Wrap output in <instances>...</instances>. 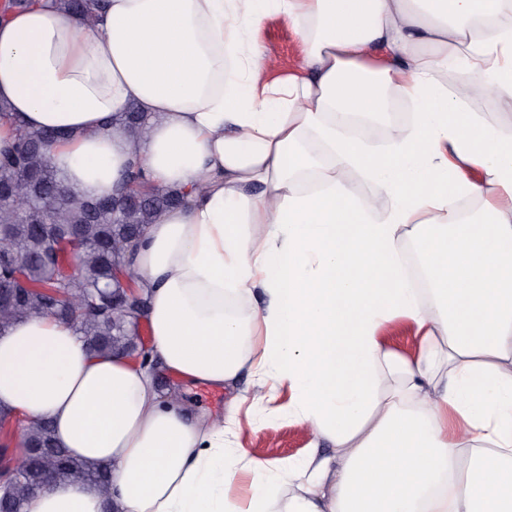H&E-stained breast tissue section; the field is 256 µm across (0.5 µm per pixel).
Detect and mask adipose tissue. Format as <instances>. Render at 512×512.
<instances>
[{
    "mask_svg": "<svg viewBox=\"0 0 512 512\" xmlns=\"http://www.w3.org/2000/svg\"><path fill=\"white\" fill-rule=\"evenodd\" d=\"M271 14L305 50L270 83L252 34ZM452 67L512 107V0H107L89 22L49 2L0 19V145L19 125L62 132L49 155L82 198L111 195L135 155L149 186L188 194L129 255L164 369L217 388L250 369L332 447L245 457L225 445L235 412L198 414L141 361L24 320L0 335V410L110 471L108 493L54 481L26 512H512V136L449 91ZM391 92L411 124L391 123ZM132 109L137 137L115 122ZM356 116L388 124L384 147L347 133ZM397 321L415 355L389 348Z\"/></svg>",
    "mask_w": 512,
    "mask_h": 512,
    "instance_id": "adipose-tissue-1",
    "label": "adipose tissue"
}]
</instances>
